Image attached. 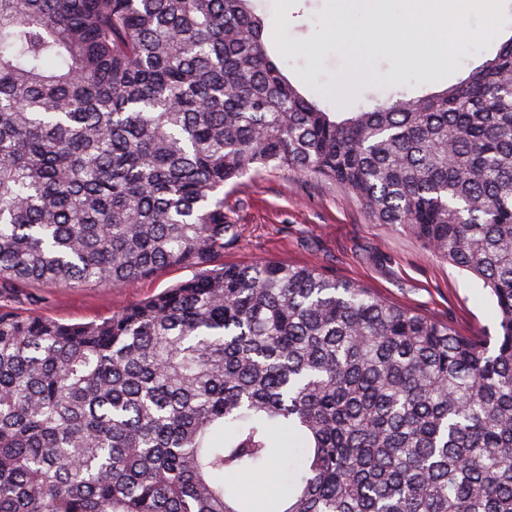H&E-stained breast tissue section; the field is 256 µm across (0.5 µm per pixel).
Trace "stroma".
<instances>
[{
	"label": "stroma",
	"instance_id": "stroma-1",
	"mask_svg": "<svg viewBox=\"0 0 512 512\" xmlns=\"http://www.w3.org/2000/svg\"><path fill=\"white\" fill-rule=\"evenodd\" d=\"M255 7L266 20L264 39L283 75L334 112L438 91L466 77L504 41L485 37L491 21L476 0L466 19L476 38L457 67L418 75L404 69L397 49L365 39L372 15L343 11L338 0H255ZM224 210L238 228L224 249L225 264L273 260L314 267L462 335L495 333V304L480 280L425 251L406 230L372 223L357 199L332 182L269 169L225 186ZM192 275V269L171 267L130 288L43 285L39 291L48 303L41 313L63 323L98 321Z\"/></svg>",
	"mask_w": 512,
	"mask_h": 512
}]
</instances>
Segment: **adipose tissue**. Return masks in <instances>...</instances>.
Listing matches in <instances>:
<instances>
[{
    "label": "adipose tissue",
    "mask_w": 512,
    "mask_h": 512,
    "mask_svg": "<svg viewBox=\"0 0 512 512\" xmlns=\"http://www.w3.org/2000/svg\"><path fill=\"white\" fill-rule=\"evenodd\" d=\"M400 2L396 23L375 27L370 40L401 49L406 68L413 72L428 69L440 58L456 64L463 43L471 38L465 24L469 0Z\"/></svg>",
    "instance_id": "1"
}]
</instances>
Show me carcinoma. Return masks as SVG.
<instances>
[{
    "label": "carcinoma",
    "instance_id": "obj_1",
    "mask_svg": "<svg viewBox=\"0 0 512 512\" xmlns=\"http://www.w3.org/2000/svg\"><path fill=\"white\" fill-rule=\"evenodd\" d=\"M264 28L253 0H0V512H512V38L330 112ZM269 168L480 279L498 334L224 264V186ZM168 266L194 275L99 322L28 313Z\"/></svg>",
    "mask_w": 512,
    "mask_h": 512
}]
</instances>
